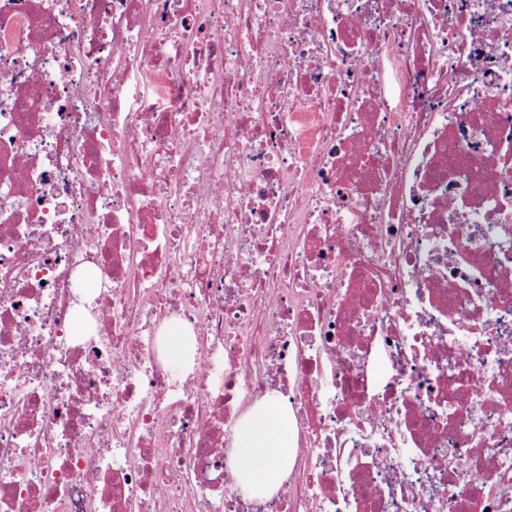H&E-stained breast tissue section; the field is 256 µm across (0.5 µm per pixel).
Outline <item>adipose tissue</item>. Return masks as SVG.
<instances>
[{
	"label": "adipose tissue",
	"instance_id": "adipose-tissue-1",
	"mask_svg": "<svg viewBox=\"0 0 512 512\" xmlns=\"http://www.w3.org/2000/svg\"><path fill=\"white\" fill-rule=\"evenodd\" d=\"M297 451L294 421L280 394L271 392L237 426L233 454L241 489L255 497L277 493Z\"/></svg>",
	"mask_w": 512,
	"mask_h": 512
}]
</instances>
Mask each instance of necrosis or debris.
Here are the masks:
<instances>
[{
    "instance_id": "4bbe7bcc",
    "label": "necrosis or debris",
    "mask_w": 512,
    "mask_h": 512,
    "mask_svg": "<svg viewBox=\"0 0 512 512\" xmlns=\"http://www.w3.org/2000/svg\"><path fill=\"white\" fill-rule=\"evenodd\" d=\"M0 512H512V0H0ZM233 447L241 489L255 497L276 494L297 451L294 421L280 394L268 393L247 412Z\"/></svg>"
}]
</instances>
